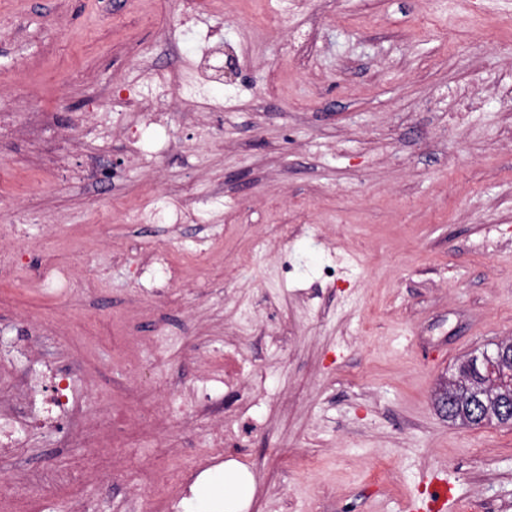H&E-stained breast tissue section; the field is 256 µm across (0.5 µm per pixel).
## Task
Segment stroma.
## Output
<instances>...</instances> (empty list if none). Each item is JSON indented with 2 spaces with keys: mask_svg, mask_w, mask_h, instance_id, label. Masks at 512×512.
<instances>
[{
  "mask_svg": "<svg viewBox=\"0 0 512 512\" xmlns=\"http://www.w3.org/2000/svg\"><path fill=\"white\" fill-rule=\"evenodd\" d=\"M236 69L211 82L229 103L213 112L211 138L181 111V146L152 125V163L113 139L103 179L84 168L97 146L73 128L117 79L133 84L153 66L190 73L197 36L157 38L177 24L180 0H0V108L42 127L46 153L71 130L57 175L27 138L0 140V225L51 234L48 257L102 271L94 296L67 304L0 283V338L17 317L52 320L44 349L139 424L80 465L35 429L18 448L28 467L53 476L59 503L81 495L87 512H137L128 487L158 446L183 468L211 459L206 419L166 433L150 409L152 378L174 392L198 386L224 351L265 379L228 396L224 422L243 431L223 449L254 481L247 512H512V427H463L436 408L439 384L469 354L512 336V0H207ZM170 189L224 206L178 231L139 224V204ZM312 224L306 235L289 225ZM107 224L112 244L72 227ZM223 239L203 293L168 288L141 304L151 342L140 385L117 360L111 311L136 291L133 262L163 248L180 262L192 240ZM268 250L256 252L255 238ZM123 468L126 482L100 494L87 467ZM446 499H435L436 485ZM28 489L31 505L42 493Z\"/></svg>",
  "mask_w": 512,
  "mask_h": 512,
  "instance_id": "1",
  "label": "stroma"
}]
</instances>
